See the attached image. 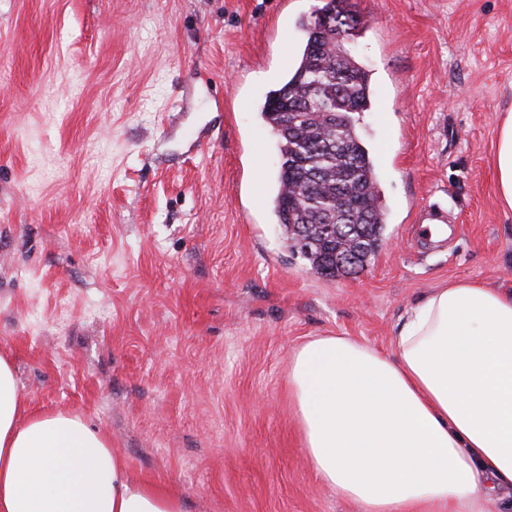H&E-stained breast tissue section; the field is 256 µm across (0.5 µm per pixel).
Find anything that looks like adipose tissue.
<instances>
[{
	"mask_svg": "<svg viewBox=\"0 0 512 512\" xmlns=\"http://www.w3.org/2000/svg\"><path fill=\"white\" fill-rule=\"evenodd\" d=\"M496 192L512 210V109L498 128ZM306 457L361 512H489L512 489V292L460 281L422 296L386 352L316 336L288 364ZM0 512H191L134 478L101 432L28 414L0 354Z\"/></svg>",
	"mask_w": 512,
	"mask_h": 512,
	"instance_id": "ef3b65f1",
	"label": "adipose tissue"
}]
</instances>
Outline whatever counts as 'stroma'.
<instances>
[{"mask_svg": "<svg viewBox=\"0 0 512 512\" xmlns=\"http://www.w3.org/2000/svg\"><path fill=\"white\" fill-rule=\"evenodd\" d=\"M323 3L0 0V353L30 411L106 431L192 512H360L307 461L294 348L338 334L389 352L418 296L512 289L492 164L512 0H348L391 222L346 277L289 248L260 106ZM433 202L452 228L438 244L414 231Z\"/></svg>", "mask_w": 512, "mask_h": 512, "instance_id": "35a3bbf8", "label": "stroma"}]
</instances>
